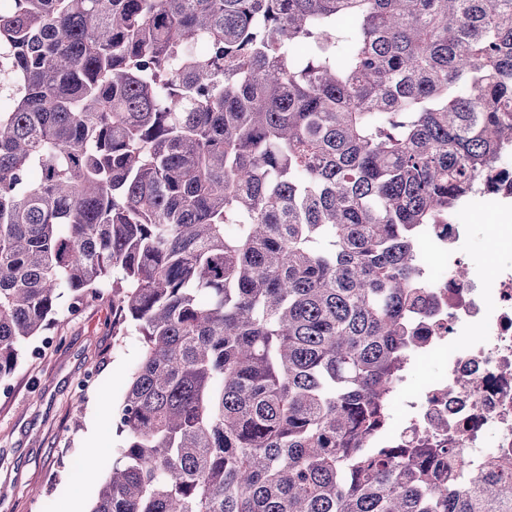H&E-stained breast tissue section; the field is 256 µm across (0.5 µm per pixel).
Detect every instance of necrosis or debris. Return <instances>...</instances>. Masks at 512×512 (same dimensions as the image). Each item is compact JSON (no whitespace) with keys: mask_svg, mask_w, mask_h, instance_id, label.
<instances>
[{"mask_svg":"<svg viewBox=\"0 0 512 512\" xmlns=\"http://www.w3.org/2000/svg\"><path fill=\"white\" fill-rule=\"evenodd\" d=\"M412 319L421 357L441 358L443 366L414 394L407 376L399 377L395 399L405 415L395 436L413 446L447 440L476 468L492 458L512 462V262L490 279L446 271ZM439 423L445 435H435Z\"/></svg>","mask_w":512,"mask_h":512,"instance_id":"necrosis-or-debris-1","label":"necrosis or debris"}]
</instances>
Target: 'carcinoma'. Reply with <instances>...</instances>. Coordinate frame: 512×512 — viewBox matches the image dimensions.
Here are the masks:
<instances>
[{"mask_svg": "<svg viewBox=\"0 0 512 512\" xmlns=\"http://www.w3.org/2000/svg\"><path fill=\"white\" fill-rule=\"evenodd\" d=\"M0 382L112 284L143 336L90 512H512L377 447L420 239L512 155V0L0 6Z\"/></svg>", "mask_w": 512, "mask_h": 512, "instance_id": "carcinoma-1", "label": "carcinoma"}]
</instances>
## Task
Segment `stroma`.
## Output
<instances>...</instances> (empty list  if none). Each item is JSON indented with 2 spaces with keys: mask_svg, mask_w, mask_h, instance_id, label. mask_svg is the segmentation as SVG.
Listing matches in <instances>:
<instances>
[{
  "mask_svg": "<svg viewBox=\"0 0 512 512\" xmlns=\"http://www.w3.org/2000/svg\"><path fill=\"white\" fill-rule=\"evenodd\" d=\"M466 205L473 230L468 256L493 275L512 253L492 251L493 225L505 218L486 196ZM51 347L33 340L0 392V512H90L123 445L112 411L142 354L136 331L112 333V288L103 284L80 310L62 303Z\"/></svg>",
  "mask_w": 512,
  "mask_h": 512,
  "instance_id": "1",
  "label": "stroma"
}]
</instances>
